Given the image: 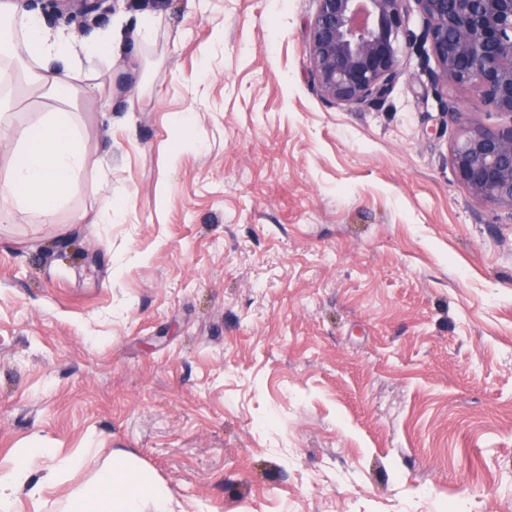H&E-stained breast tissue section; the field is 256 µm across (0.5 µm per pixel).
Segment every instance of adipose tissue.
<instances>
[{
	"instance_id": "1",
	"label": "adipose tissue",
	"mask_w": 512,
	"mask_h": 512,
	"mask_svg": "<svg viewBox=\"0 0 512 512\" xmlns=\"http://www.w3.org/2000/svg\"><path fill=\"white\" fill-rule=\"evenodd\" d=\"M155 24V16L148 15L134 30L118 26L77 44L72 38L45 31L36 16L24 15L19 20L20 43L1 34L0 56L23 50L30 64L29 79L66 99L83 70L99 72L111 67L113 57L142 51ZM0 139L9 142L11 153L8 216L34 212L44 223H54L77 180L98 176L86 168L82 135L72 113L41 112L20 129L0 115ZM74 463V458H56L52 449L37 444L20 449L12 465L0 469V512H16V496L21 491L34 505H42L47 488L59 482ZM61 512H172V494L133 454L116 451L87 483L69 493Z\"/></svg>"
}]
</instances>
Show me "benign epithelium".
<instances>
[{
  "label": "benign epithelium",
  "mask_w": 512,
  "mask_h": 512,
  "mask_svg": "<svg viewBox=\"0 0 512 512\" xmlns=\"http://www.w3.org/2000/svg\"><path fill=\"white\" fill-rule=\"evenodd\" d=\"M64 15H88L107 0H51ZM309 58L327 101L349 109L384 98L404 75L409 0H317ZM440 73L478 91L482 107L512 116V0H414ZM460 183L512 210V122L460 130L452 153Z\"/></svg>",
  "instance_id": "obj_1"
}]
</instances>
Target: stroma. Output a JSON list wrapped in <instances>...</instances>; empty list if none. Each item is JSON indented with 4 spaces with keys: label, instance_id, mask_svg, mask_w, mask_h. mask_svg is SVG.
I'll list each match as a JSON object with an SVG mask.
<instances>
[{
    "label": "stroma",
    "instance_id": "stroma-1",
    "mask_svg": "<svg viewBox=\"0 0 512 512\" xmlns=\"http://www.w3.org/2000/svg\"><path fill=\"white\" fill-rule=\"evenodd\" d=\"M317 6L41 13L78 40L162 22L138 70L116 58L65 100L22 73L0 91L18 127L79 115L100 170L55 223L0 221V466L94 451L17 512H59L115 450L174 512H512V210L451 162L459 125L512 117L433 82L428 49L383 99L326 101Z\"/></svg>",
    "mask_w": 512,
    "mask_h": 512
}]
</instances>
